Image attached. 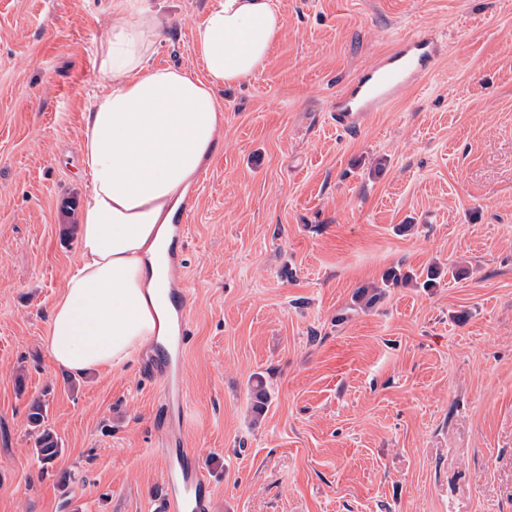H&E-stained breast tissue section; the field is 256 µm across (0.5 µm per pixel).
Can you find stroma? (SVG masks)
Wrapping results in <instances>:
<instances>
[{"mask_svg": "<svg viewBox=\"0 0 512 512\" xmlns=\"http://www.w3.org/2000/svg\"><path fill=\"white\" fill-rule=\"evenodd\" d=\"M114 2L0 0V512H156L163 495L160 383L137 362L65 374L44 340L79 254ZM215 2L148 0L170 20L151 66L199 68ZM276 2L268 66L218 92L224 146L177 270L184 442L211 512H512V0ZM428 25L439 72L336 129L343 84ZM392 270L409 282L365 306ZM37 398L62 446L45 469Z\"/></svg>", "mask_w": 512, "mask_h": 512, "instance_id": "35a3bbf8", "label": "stroma"}]
</instances>
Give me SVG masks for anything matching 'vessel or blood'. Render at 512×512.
Returning <instances> with one entry per match:
<instances>
[{"label":"vessel or blood","mask_w":512,"mask_h":512,"mask_svg":"<svg viewBox=\"0 0 512 512\" xmlns=\"http://www.w3.org/2000/svg\"><path fill=\"white\" fill-rule=\"evenodd\" d=\"M445 53L444 45L429 27L395 40L391 50L337 92L332 103L337 129H358L370 113L385 111L401 100L436 72ZM166 301L176 312V327L173 334L156 344L148 367L150 378L163 385L162 402L170 419L163 450L165 494L158 512H209L211 485L200 470L195 450L182 441V430L188 423V406L180 382L187 347V287H169Z\"/></svg>","instance_id":"vessel-or-blood-1"}]
</instances>
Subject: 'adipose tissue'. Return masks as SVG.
Instances as JSON below:
<instances>
[{
	"instance_id": "ef3b65f1",
	"label": "adipose tissue",
	"mask_w": 512,
	"mask_h": 512,
	"mask_svg": "<svg viewBox=\"0 0 512 512\" xmlns=\"http://www.w3.org/2000/svg\"><path fill=\"white\" fill-rule=\"evenodd\" d=\"M167 28L146 0H120L98 50L108 84L92 96L82 131L80 251L45 338L70 374L123 370L162 336L156 257L222 144L217 91L267 66L283 18L275 0H217L194 33L200 75L150 66Z\"/></svg>"
}]
</instances>
